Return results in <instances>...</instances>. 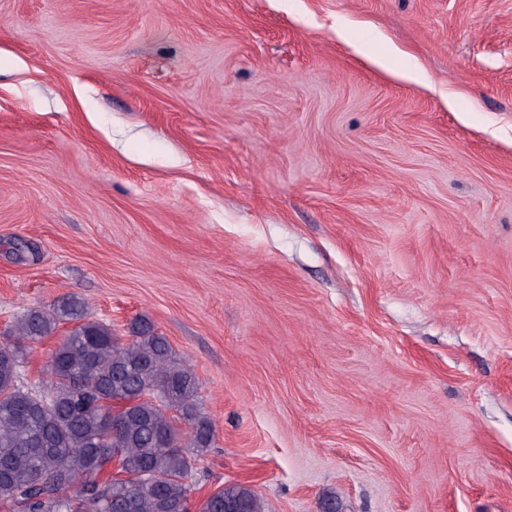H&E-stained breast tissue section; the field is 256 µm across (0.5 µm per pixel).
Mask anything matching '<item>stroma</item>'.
Returning <instances> with one entry per match:
<instances>
[{"mask_svg": "<svg viewBox=\"0 0 512 512\" xmlns=\"http://www.w3.org/2000/svg\"><path fill=\"white\" fill-rule=\"evenodd\" d=\"M70 293L196 372L192 512H512V0H0V331ZM199 512H262V504L251 489L231 485L207 497Z\"/></svg>", "mask_w": 512, "mask_h": 512, "instance_id": "stroma-1", "label": "stroma"}]
</instances>
